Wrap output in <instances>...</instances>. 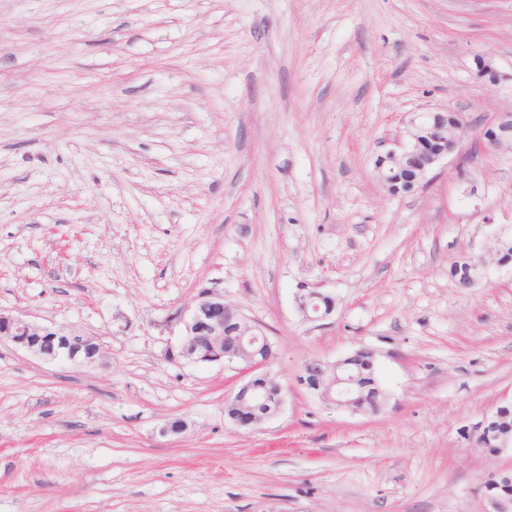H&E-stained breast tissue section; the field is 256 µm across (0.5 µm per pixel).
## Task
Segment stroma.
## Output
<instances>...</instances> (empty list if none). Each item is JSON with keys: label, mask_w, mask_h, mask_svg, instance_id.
I'll return each instance as SVG.
<instances>
[{"label": "stroma", "mask_w": 512, "mask_h": 512, "mask_svg": "<svg viewBox=\"0 0 512 512\" xmlns=\"http://www.w3.org/2000/svg\"><path fill=\"white\" fill-rule=\"evenodd\" d=\"M427 110L512 113V0H0V312L100 346L0 342V512H488L512 448L461 431L512 403V145L389 195L375 160ZM203 287L273 344L254 430L224 414L242 362L178 354ZM359 350L378 412L297 384ZM0 338L7 339L45 361H81L95 363L99 348L90 354L89 345L94 343L89 336L80 333H65L53 327L30 321L22 315L0 312ZM45 338L38 346L34 341Z\"/></svg>", "instance_id": "obj_1"}]
</instances>
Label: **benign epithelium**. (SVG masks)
Here are the masks:
<instances>
[{
  "instance_id": "obj_1",
  "label": "benign epithelium",
  "mask_w": 512,
  "mask_h": 512,
  "mask_svg": "<svg viewBox=\"0 0 512 512\" xmlns=\"http://www.w3.org/2000/svg\"><path fill=\"white\" fill-rule=\"evenodd\" d=\"M444 116L440 112L428 113L409 121V137L407 144L400 150H389L382 156V163L403 165L406 175L410 176L411 189H416L427 182L428 176L450 155L462 150L465 138L468 136L469 124L460 113L455 114V122L459 131L456 145L451 150L441 148L421 150L415 141L419 136L433 139V133L443 126ZM512 130V113L502 116L497 125L488 127L480 133V137L489 145L496 146L501 140V134ZM245 317L237 310L224 303V295L212 288L198 292L193 306L179 316L183 326V339L180 346V356L203 362L226 360L233 362L239 359V353L245 345L257 343L252 326L244 330L234 339H224V326L231 322H243ZM0 338L7 339L15 345L27 350L45 361H81L92 364L97 361L99 352H89L93 339L80 333H65L53 327L30 321L22 315L0 312ZM275 357L268 355L262 360H250L246 373L250 378L239 386L229 399L248 395L258 404L263 402L260 392V381L270 377L269 367Z\"/></svg>"
}]
</instances>
